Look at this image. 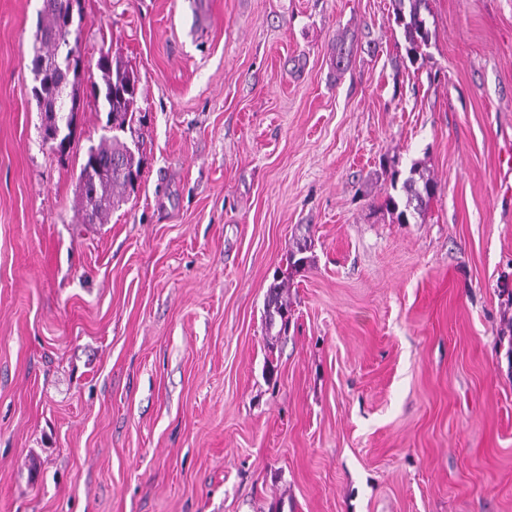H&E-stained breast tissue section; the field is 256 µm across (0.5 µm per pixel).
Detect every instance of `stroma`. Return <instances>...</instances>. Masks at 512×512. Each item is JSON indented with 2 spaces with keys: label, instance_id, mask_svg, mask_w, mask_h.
I'll list each match as a JSON object with an SVG mask.
<instances>
[{
  "label": "stroma",
  "instance_id": "1",
  "mask_svg": "<svg viewBox=\"0 0 512 512\" xmlns=\"http://www.w3.org/2000/svg\"><path fill=\"white\" fill-rule=\"evenodd\" d=\"M42 6L0 0V512H512V0H426L414 63L392 0H79L64 156ZM103 53L142 166L87 224ZM71 0H43L42 22L35 35L33 42V54L31 59L34 86L32 95L37 98L41 114L51 118L55 135L51 138L54 141L53 149L61 155L69 152L73 142L72 131L75 130L76 117L78 112V101L70 97L66 103L65 111L57 113L58 100L70 95L77 90L70 82V74L76 78L80 69L81 60L79 56L73 55L79 41L78 29L68 26L67 17ZM73 42V46H71ZM65 51V53H64ZM64 53V54H63ZM43 61L52 63L54 71L50 77L51 85L47 86L48 76H44L38 82L39 67ZM68 77V80L66 79ZM71 84V90L68 88ZM42 93V97L41 94ZM74 113V120L72 115ZM65 133H71L64 140L59 139L61 127ZM62 136V137H63ZM102 57L111 59L108 54H103ZM99 59L100 56L96 67L100 72L101 83H93V95L101 101L110 120L112 118V130H123L134 114L133 105L138 93L137 80L119 61L111 59L101 63ZM421 183L416 180L415 177H408L403 183V189L405 191V202L403 209H401L397 215L398 221L401 224L409 222V215L413 212H419L425 203L426 199H430L435 195V184L432 179L420 176Z\"/></svg>",
  "mask_w": 512,
  "mask_h": 512
}]
</instances>
